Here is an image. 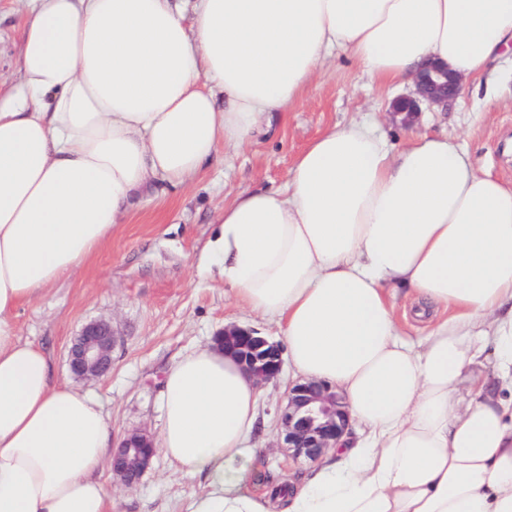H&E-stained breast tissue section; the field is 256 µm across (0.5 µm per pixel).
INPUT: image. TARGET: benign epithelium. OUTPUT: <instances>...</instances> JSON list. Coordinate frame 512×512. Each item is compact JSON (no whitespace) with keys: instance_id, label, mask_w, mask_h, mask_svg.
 <instances>
[{"instance_id":"benign-epithelium-1","label":"benign epithelium","mask_w":512,"mask_h":512,"mask_svg":"<svg viewBox=\"0 0 512 512\" xmlns=\"http://www.w3.org/2000/svg\"><path fill=\"white\" fill-rule=\"evenodd\" d=\"M415 95L400 97L392 104V114L407 113L406 126L420 112V103L446 106L462 90L461 81L439 63L423 67L415 79ZM224 353L235 357L255 383L262 385L278 378L282 371V349L253 329L236 325L224 327L214 338ZM115 337L112 323L93 320L82 327L69 351V368L79 378L106 375L112 367ZM281 447L294 460L316 462L349 430V417L341 398L327 384L309 381L288 388L286 403L279 413ZM156 450L154 438L143 431L124 436L112 451L111 468L126 486L139 483L149 469Z\"/></svg>"}]
</instances>
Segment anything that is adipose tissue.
<instances>
[{"mask_svg":"<svg viewBox=\"0 0 512 512\" xmlns=\"http://www.w3.org/2000/svg\"><path fill=\"white\" fill-rule=\"evenodd\" d=\"M21 77L0 95V512H110V424L54 382L16 316L111 235L133 196L251 140L340 49L370 81L430 61L497 94L512 0H28ZM224 283L276 321L298 379L344 396L339 439L280 493L245 490L259 393L211 347L165 373L158 450L210 479L193 512H512V185L458 143L399 150L360 123L295 159L285 190L217 213ZM412 293L425 336L404 339ZM493 379L456 385L487 354Z\"/></svg>","mask_w":512,"mask_h":512,"instance_id":"adipose-tissue-1","label":"adipose tissue"}]
</instances>
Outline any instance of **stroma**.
<instances>
[{"label": "stroma", "mask_w": 512, "mask_h": 512, "mask_svg": "<svg viewBox=\"0 0 512 512\" xmlns=\"http://www.w3.org/2000/svg\"><path fill=\"white\" fill-rule=\"evenodd\" d=\"M27 19L25 0H0L1 90L20 76ZM496 66L498 99L469 88L448 109L422 105L415 123L404 126L392 119L389 104L411 93V86L373 84L346 52L334 53L302 101L274 114L270 133L241 146H220L218 160L185 186L145 193L91 257L19 309L20 336L43 349L58 382L98 401L112 426L110 445L135 430L159 434L164 373L184 354L211 344L227 325L281 339L275 323L252 314L224 286L211 253L218 208L248 189H283L296 156L315 137L331 125L354 121L372 123L396 148L417 133L448 136L463 145L478 172L512 181V52ZM94 319L112 323V369L104 377L82 379L70 374L67 353L82 326ZM293 379L286 367L260 388L253 437L258 454L247 464V487L298 481L307 473L278 445V411ZM96 476L112 497V512H188L193 498L209 490L206 475L160 454L135 486L113 477L106 459Z\"/></svg>", "instance_id": "35a3bbf8"}]
</instances>
